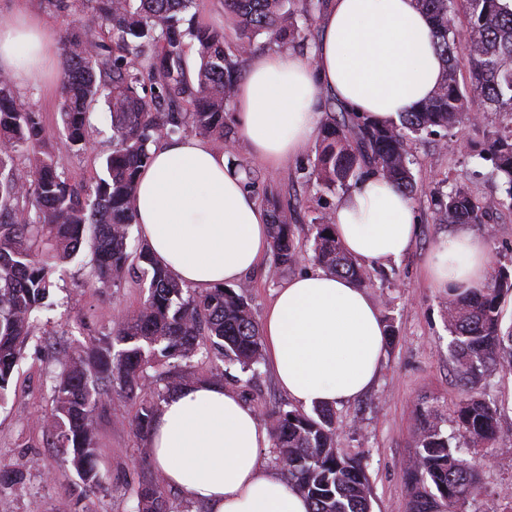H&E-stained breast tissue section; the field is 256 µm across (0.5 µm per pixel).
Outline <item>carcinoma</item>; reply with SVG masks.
<instances>
[{"instance_id": "carcinoma-1", "label": "carcinoma", "mask_w": 512, "mask_h": 512, "mask_svg": "<svg viewBox=\"0 0 512 512\" xmlns=\"http://www.w3.org/2000/svg\"><path fill=\"white\" fill-rule=\"evenodd\" d=\"M54 12L75 13L81 23L63 31L61 43L62 137L48 146L41 114L18 103L11 74L0 70V404L15 368L34 335L37 313L48 307L53 275L92 235V283L106 296L127 277L147 286L141 304L104 332L71 351L50 350L58 372L43 416L47 444L70 464L87 493L102 487L97 465L96 417L138 406L132 424L145 439L166 396L192 379L199 355L227 360L241 372L263 359L260 330L244 285L197 293L158 265L145 240L130 248L135 224L130 206L150 148L164 138L211 136L229 144L234 131L228 106L245 73L247 56L264 45L303 46L312 30L298 18H318L328 0H224V27L195 22L197 0H43ZM428 16L445 62L435 93L400 122L376 126L328 100L313 149L309 178L333 192L379 175L414 199L417 186L407 142L460 129L476 110L509 118L492 125V175L500 194L473 196L464 185L434 198L440 224H481L494 212L512 210V3L509 0H417ZM463 10L465 24L455 23ZM464 46L468 73L457 49ZM198 59L190 76L187 51ZM110 115L112 152L104 175L91 185L72 183L63 156L88 145L94 108ZM244 188L258 192L263 178L240 164ZM271 250L280 267L294 265L302 247L322 269L363 284L366 270L344 251L332 232L335 210L311 219L300 245L292 214L263 188ZM512 293V270L500 269L487 284L448 297L451 352L461 378L472 385L492 366L512 369V327L503 329L501 300ZM159 371L145 385L148 369ZM454 422L467 434L465 448L424 415L417 459L403 475L409 512H445L483 490L477 450L501 434L494 402L473 393L458 406ZM277 462L287 481L311 500V512H371L363 468L336 448L334 409L281 410L268 417ZM32 462L0 461V488L23 481ZM138 512H169L154 481L141 484Z\"/></svg>"}]
</instances>
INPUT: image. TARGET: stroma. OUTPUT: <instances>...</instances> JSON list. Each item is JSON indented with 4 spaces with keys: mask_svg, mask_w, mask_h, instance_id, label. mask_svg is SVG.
I'll return each mask as SVG.
<instances>
[{
    "mask_svg": "<svg viewBox=\"0 0 512 512\" xmlns=\"http://www.w3.org/2000/svg\"><path fill=\"white\" fill-rule=\"evenodd\" d=\"M17 94L20 104L40 112L50 143L59 142V55L46 61L39 82L18 88ZM491 121L487 115L447 137L430 136L410 143L418 185L413 201L418 220L414 242L400 261L366 267L370 279L365 289L391 336L374 386L359 399L336 406L335 411L340 420L336 446L361 463L370 484L372 512H407L409 493L402 475L415 460L424 414L437 416L453 445L466 444L454 422V412L468 390L459 381L449 351L448 296L428 281L425 267L430 251L458 230L454 224L436 223L435 194L449 192L456 184L466 185L479 198L498 191L491 165L484 159ZM109 124L108 115L97 112V131L88 152L66 158L64 169L72 180L90 184L102 177V159L112 148ZM311 156L310 149H303L287 165L267 173L269 186L290 208L295 235L301 241L310 235L313 212L337 207L346 195L343 188L326 192L309 182ZM469 230L485 239L488 273L512 267L511 210L500 211L486 224L470 225ZM89 255V249H82L73 263L57 271L53 306L41 312L37 339L29 343L8 398L0 404V458L34 461L22 484L0 493V512H62L66 507L72 512H134L139 486L157 476L146 441L133 430L131 413L118 417L105 413L96 419L103 488L93 494L83 492L75 473L47 445L43 434L42 417L50 408L54 370L45 357V346L70 350L84 344L91 330H106L145 295L143 288L130 282L112 289L109 299H100L89 283ZM314 267L306 253L288 268L277 266L273 255H266L260 269L242 279L255 319H262L277 288ZM193 371L239 392L257 414L294 407L276 384L268 363L257 365L255 373L244 374L238 367L214 365L198 357ZM476 390L498 404L509 433L487 450L491 464L484 473L482 494L458 505L456 512H501L512 502V370L493 367Z\"/></svg>",
    "mask_w": 512,
    "mask_h": 512,
    "instance_id": "35a3bbf8",
    "label": "stroma"
}]
</instances>
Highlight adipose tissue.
Listing matches in <instances>:
<instances>
[{"label": "adipose tissue", "mask_w": 512, "mask_h": 512, "mask_svg": "<svg viewBox=\"0 0 512 512\" xmlns=\"http://www.w3.org/2000/svg\"><path fill=\"white\" fill-rule=\"evenodd\" d=\"M318 26L312 60L251 55L237 89L234 124L268 168L283 167L313 138L325 95L369 120L396 123L441 81L440 51L417 0H332ZM51 51L48 30L29 7L0 24V66L18 86L39 80ZM131 205L155 260L199 292L240 281L270 249L266 210L243 190L223 150L200 136L155 146ZM333 229L358 261L396 260L412 246L415 211L373 175L342 199ZM486 262L483 239L462 229L430 253L426 277L445 292L476 288ZM260 331L277 381L305 407L364 394L387 335L364 288L322 269L284 282ZM269 445L256 411L235 391L197 379L162 402L148 439L162 481L210 512H310L282 472L263 463Z\"/></svg>", "instance_id": "1"}]
</instances>
